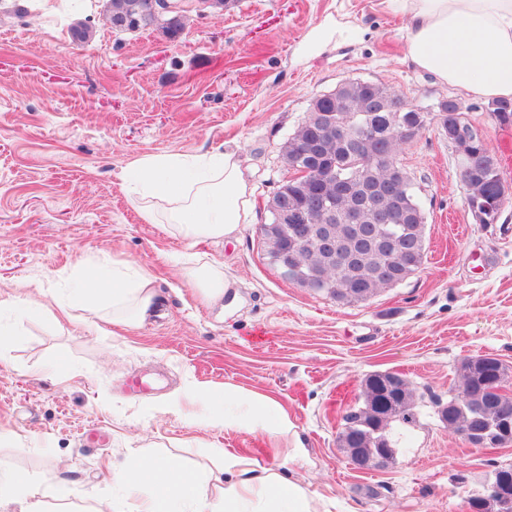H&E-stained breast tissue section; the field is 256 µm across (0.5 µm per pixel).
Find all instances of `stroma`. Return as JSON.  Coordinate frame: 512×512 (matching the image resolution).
<instances>
[{"label": "stroma", "instance_id": "35a3bbf8", "mask_svg": "<svg viewBox=\"0 0 512 512\" xmlns=\"http://www.w3.org/2000/svg\"><path fill=\"white\" fill-rule=\"evenodd\" d=\"M104 5L0 0V299L42 308L0 314V464L26 475L50 512H128L110 473L138 458L206 472L219 497L221 449L269 466L268 438L209 426L210 404L176 416L163 403L192 383H229L283 405L310 459L296 477L343 512H467L488 461L512 466V444L465 443L437 404L464 358L493 355L512 371V203L497 223H478L454 151L429 128L398 156L426 211L424 263L352 303L285 280L259 227L290 176L282 153L310 99L343 81L380 82L421 107L456 98L511 185L512 126L407 60L408 23L389 0H235L220 13L193 9L174 40L158 25L113 29ZM326 21L335 36L301 57ZM77 25L87 42L72 40ZM224 149L239 150L256 188L254 223L192 247L144 221L121 179L129 164ZM116 257L158 276L151 322L112 326L108 300L98 324L55 319L59 291L77 287L85 265L111 271ZM214 261L235 285L208 302L186 271ZM57 361L70 366L65 379L52 376ZM376 371L408 381L417 419L392 424L389 466L359 471L337 436Z\"/></svg>", "mask_w": 512, "mask_h": 512}]
</instances>
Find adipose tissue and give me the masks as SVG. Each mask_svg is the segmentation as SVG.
<instances>
[{"mask_svg":"<svg viewBox=\"0 0 512 512\" xmlns=\"http://www.w3.org/2000/svg\"><path fill=\"white\" fill-rule=\"evenodd\" d=\"M411 30L409 58L420 70L486 100H512V0H402ZM136 195L143 219L163 213L188 244L236 237L252 219L253 189L235 151L145 155L123 176ZM81 287L57 307L69 320L96 321L99 301L112 298V322L136 329L154 314L158 288L153 274L127 260L112 262L111 276L88 267ZM205 400L219 409L213 425L247 434L288 440V465L304 461L307 450L287 413L275 399L232 387L186 388L164 405L179 415L186 402ZM224 496L210 500L202 478L174 459H148L112 473L131 512H336L334 498L307 484L284 479L278 469L237 452L224 453ZM0 512H45L18 473L0 465Z\"/></svg>","mask_w":512,"mask_h":512,"instance_id":"1","label":"adipose tissue"}]
</instances>
